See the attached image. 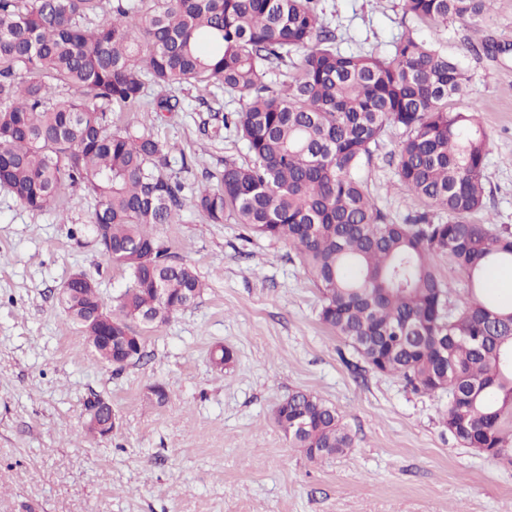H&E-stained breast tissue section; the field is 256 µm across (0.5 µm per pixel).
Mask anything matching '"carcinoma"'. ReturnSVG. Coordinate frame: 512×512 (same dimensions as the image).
<instances>
[{
    "label": "carcinoma",
    "mask_w": 512,
    "mask_h": 512,
    "mask_svg": "<svg viewBox=\"0 0 512 512\" xmlns=\"http://www.w3.org/2000/svg\"><path fill=\"white\" fill-rule=\"evenodd\" d=\"M144 2L134 21L132 0H112L105 18L103 0H0V187L32 211L57 208L68 188L93 198L96 242L130 278L111 310L126 328L147 315L162 325L203 291L158 233L186 204L288 244L319 289L320 321L358 358L417 392L448 394V431L512 458V303L482 278L489 265L512 268V232L470 221L487 207L489 137L477 111L449 107L467 91L460 60L409 27L386 53L342 52L320 0ZM492 2L402 0V9L431 24L478 22ZM183 84L246 96L242 110L202 128L214 139L234 130L252 157L224 162L217 187L188 194L169 172L167 143L112 127V113L139 111L149 85L152 111H180L169 90ZM389 129L402 131L399 182L446 218L395 224L370 197L363 170ZM439 255L466 277L463 292L442 281ZM65 287L63 309L110 361L88 326L108 311L97 284L78 273ZM275 421L311 461L352 446L336 408L307 391L288 395Z\"/></svg>",
    "instance_id": "1"
}]
</instances>
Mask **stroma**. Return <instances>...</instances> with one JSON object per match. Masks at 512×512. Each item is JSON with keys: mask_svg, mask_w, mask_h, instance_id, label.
Masks as SVG:
<instances>
[{"mask_svg": "<svg viewBox=\"0 0 512 512\" xmlns=\"http://www.w3.org/2000/svg\"><path fill=\"white\" fill-rule=\"evenodd\" d=\"M344 52L389 50L413 26L460 58L470 77L452 109H477L489 135L487 208L512 230V0H494L480 29L434 27L405 17L401 0H320ZM183 109L113 114L171 148L186 185L216 186L225 161L251 160L233 132L208 140L214 112L240 110L223 90L176 92ZM400 134L379 140L367 190L397 224L427 211L396 175ZM93 201L63 193L31 211L0 188V512H512V461L465 447L443 422L448 397L414 392L370 370L319 321L320 295L288 244L228 219L210 223L184 208L161 234L206 288L168 323L133 322L144 356L118 369L98 362L57 294L77 272L108 303L128 288L90 231ZM235 361L219 368L215 346ZM162 385L165 404L151 389ZM307 390L336 407L353 442L317 462L289 447L276 406ZM112 408L106 437L87 430L91 400Z\"/></svg>", "mask_w": 512, "mask_h": 512, "instance_id": "obj_1", "label": "stroma"}]
</instances>
